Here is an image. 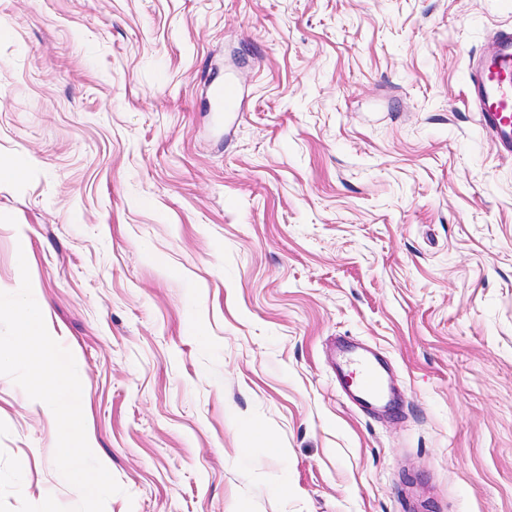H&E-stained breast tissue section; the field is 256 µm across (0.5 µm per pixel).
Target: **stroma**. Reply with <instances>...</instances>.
Masks as SVG:
<instances>
[{
    "mask_svg": "<svg viewBox=\"0 0 512 512\" xmlns=\"http://www.w3.org/2000/svg\"><path fill=\"white\" fill-rule=\"evenodd\" d=\"M502 27L512 0H0V291L28 250L105 512H512V154L466 101ZM341 339L394 410L346 397ZM56 441L0 375L12 512L78 505Z\"/></svg>",
    "mask_w": 512,
    "mask_h": 512,
    "instance_id": "1",
    "label": "stroma"
}]
</instances>
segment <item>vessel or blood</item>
Masks as SVG:
<instances>
[{"label":"vessel or blood","instance_id":"obj_1","mask_svg":"<svg viewBox=\"0 0 512 512\" xmlns=\"http://www.w3.org/2000/svg\"><path fill=\"white\" fill-rule=\"evenodd\" d=\"M467 101L478 112L481 127L503 150L512 153V28L498 29L483 52L472 59ZM343 362L359 367V389L366 397L380 396L382 381L369 359L350 351Z\"/></svg>","mask_w":512,"mask_h":512}]
</instances>
